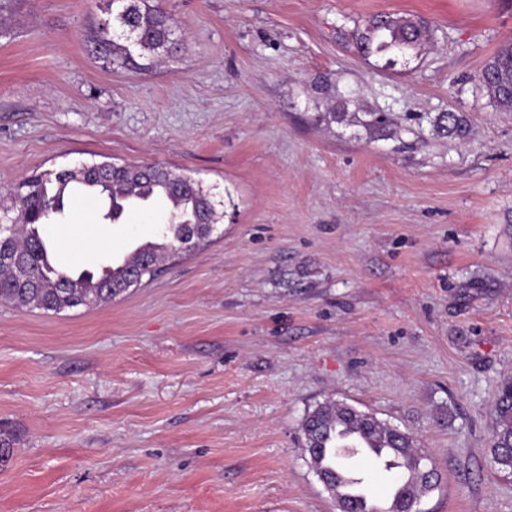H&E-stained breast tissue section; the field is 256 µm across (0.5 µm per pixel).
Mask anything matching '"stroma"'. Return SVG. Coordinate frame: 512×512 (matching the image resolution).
Masks as SVG:
<instances>
[{
    "instance_id": "35a3bbf8",
    "label": "stroma",
    "mask_w": 512,
    "mask_h": 512,
    "mask_svg": "<svg viewBox=\"0 0 512 512\" xmlns=\"http://www.w3.org/2000/svg\"><path fill=\"white\" fill-rule=\"evenodd\" d=\"M183 35L147 71L90 50L106 0H0V194L46 169L159 163L224 218L153 278L58 315L0 301V512H337L302 449L326 399L413 434L420 512H512L492 462L512 378V112L475 77L512 0H159ZM431 39L388 64L378 14ZM386 112L387 136L329 124ZM468 123L459 141L432 130ZM92 224H77L79 209ZM75 198L52 259L100 272L163 221ZM432 123L438 133L454 138L464 139L468 133L466 121L456 112L438 113Z\"/></svg>"
}]
</instances>
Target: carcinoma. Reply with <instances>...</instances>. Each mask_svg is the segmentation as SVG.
Returning a JSON list of instances; mask_svg holds the SVG:
<instances>
[{
	"instance_id": "obj_1",
	"label": "carcinoma",
	"mask_w": 512,
	"mask_h": 512,
	"mask_svg": "<svg viewBox=\"0 0 512 512\" xmlns=\"http://www.w3.org/2000/svg\"><path fill=\"white\" fill-rule=\"evenodd\" d=\"M103 36L95 40L96 52L117 67L150 70L174 58L181 50L176 20L155 0H117L109 17L101 20ZM427 38L424 25L412 19L380 14L369 20L360 34L361 54L404 56ZM500 109L512 110V41L503 43L476 76ZM368 134H381L391 126L384 112H367L357 119ZM439 133L464 139L467 123L455 112H440L433 119ZM32 184L16 189L10 202L0 203V300L18 308L59 314L67 309H93L141 285L168 256L188 251L210 237L219 222L215 204L202 182L160 164L101 161L74 168L45 170L31 177ZM108 200L102 219L112 224L124 215L129 202L160 203L166 225L162 243L144 258L132 252L128 265L104 269L107 278L83 271L73 275L50 261V242L44 226L65 215L66 201L76 192ZM301 428L304 452L315 474L327 478L336 503L351 504L350 512H405L408 504L439 484L437 470L419 467L423 451L410 433L384 423L345 402L325 401L305 415ZM13 436L0 431V466L13 455ZM492 460L498 469L512 471V379L499 388L494 408ZM363 455L396 470L402 480L380 503L370 499L354 503L351 490L362 479L351 476L348 462Z\"/></svg>"
}]
</instances>
